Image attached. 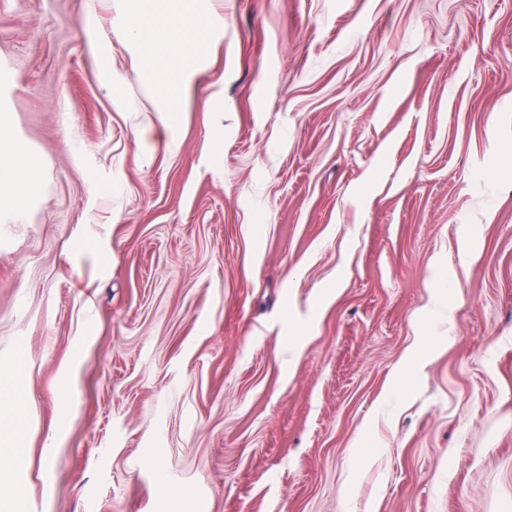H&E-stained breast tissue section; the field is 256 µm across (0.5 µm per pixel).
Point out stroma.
<instances>
[{
    "label": "stroma",
    "mask_w": 512,
    "mask_h": 512,
    "mask_svg": "<svg viewBox=\"0 0 512 512\" xmlns=\"http://www.w3.org/2000/svg\"><path fill=\"white\" fill-rule=\"evenodd\" d=\"M208 8L172 153L115 0H0V512H512V0ZM10 125V116L0 113V212L22 214L39 192L41 180L26 144L9 133ZM452 336H437L427 343L415 344L405 355L400 366L394 374V381L397 386H405L409 376L420 368L424 367L426 361L437 351L441 344H449ZM3 431L6 435V446L0 448V461L7 460L13 468H20L25 464V457L23 455L22 448L19 447V442H14L16 438V429L14 422L8 425H3L1 420L0 411V445H2ZM14 442V443H13Z\"/></svg>",
    "instance_id": "obj_1"
}]
</instances>
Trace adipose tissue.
Here are the masks:
<instances>
[{
    "instance_id": "obj_1",
    "label": "adipose tissue",
    "mask_w": 512,
    "mask_h": 512,
    "mask_svg": "<svg viewBox=\"0 0 512 512\" xmlns=\"http://www.w3.org/2000/svg\"><path fill=\"white\" fill-rule=\"evenodd\" d=\"M199 0H118V23L134 60L148 70L164 94L159 123L169 150H177V114L193 72L212 48L211 14ZM7 113H0V212L23 213L40 190L37 169L26 144L12 136Z\"/></svg>"
}]
</instances>
